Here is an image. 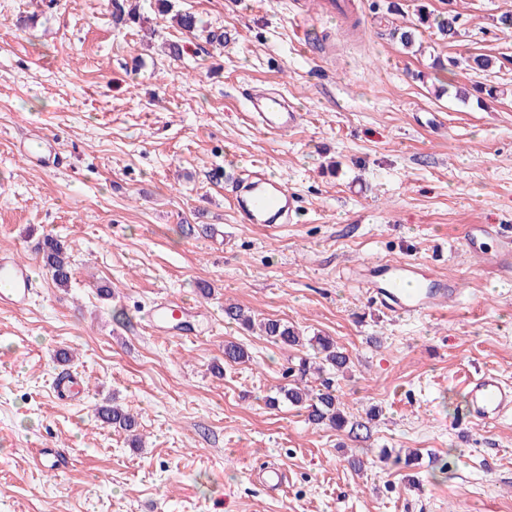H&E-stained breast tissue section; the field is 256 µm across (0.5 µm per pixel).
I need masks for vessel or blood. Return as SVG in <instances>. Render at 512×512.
Returning <instances> with one entry per match:
<instances>
[{"label": "vessel or blood", "mask_w": 512, "mask_h": 512, "mask_svg": "<svg viewBox=\"0 0 512 512\" xmlns=\"http://www.w3.org/2000/svg\"><path fill=\"white\" fill-rule=\"evenodd\" d=\"M247 107L257 127L271 136L295 128L301 120L287 97L273 92L250 94ZM235 182L233 200L243 223H287L297 199L283 183L258 170L237 176ZM358 281L382 312L395 317L433 315L442 307H457L460 301L453 284L434 275L429 265L414 260L364 264ZM33 288L29 267L1 255L0 299L21 307ZM464 386L468 419L474 425L490 424L512 412V381L495 373L475 372Z\"/></svg>", "instance_id": "vessel-or-blood-1"}]
</instances>
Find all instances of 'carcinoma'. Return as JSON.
<instances>
[{
    "mask_svg": "<svg viewBox=\"0 0 512 512\" xmlns=\"http://www.w3.org/2000/svg\"><path fill=\"white\" fill-rule=\"evenodd\" d=\"M42 252L44 264L54 282L61 288L68 287L72 266L63 244L54 238H48L43 243ZM260 327L263 335L274 342L286 346H297L300 343L299 332L277 319H267L260 323ZM311 346L315 361L302 362L300 379L281 389L284 399L294 406L305 408L308 420L313 424H326L338 430L348 427L352 431L361 427L360 423L349 421L341 407V402L330 389V382H325L324 390L316 394L303 385V378L310 372L320 375L327 370H332L338 373L343 371L349 363V357L345 352L337 348L327 337H316L312 340ZM247 357L248 353L242 345L235 342L224 343L225 364H236ZM96 417L116 429L129 433L137 431L136 417L118 404L99 406L96 409Z\"/></svg>",
    "mask_w": 512,
    "mask_h": 512,
    "instance_id": "carcinoma-1",
    "label": "carcinoma"
}]
</instances>
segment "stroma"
<instances>
[{"label": "stroma", "instance_id": "1", "mask_svg": "<svg viewBox=\"0 0 512 512\" xmlns=\"http://www.w3.org/2000/svg\"><path fill=\"white\" fill-rule=\"evenodd\" d=\"M305 1L320 2L170 0L163 15L138 0L118 25L121 0H0V255L36 282L27 308L0 303V512H512V415L467 426L462 389L476 370L512 380V277L462 245L474 224L490 254L512 234V0H353L354 34L326 15L297 26ZM188 12L191 33L174 21ZM480 54L487 71L457 67ZM255 90L284 93L299 126L259 131ZM31 145L65 165L30 163ZM242 167L296 194L293 223H242ZM48 236L68 287L44 266ZM371 259L459 280L461 307L386 315L349 277ZM165 299L188 330L149 327ZM230 303L332 337L351 361L332 388L366 429L280 399L309 347L227 320ZM228 341L249 361L225 364ZM66 370L84 388L70 401L52 389ZM107 401L136 435L100 426ZM384 448L415 451V469L379 462ZM42 252L44 264L54 282L61 288L68 287L72 266L63 244L54 238H47L43 243Z\"/></svg>", "mask_w": 512, "mask_h": 512}]
</instances>
